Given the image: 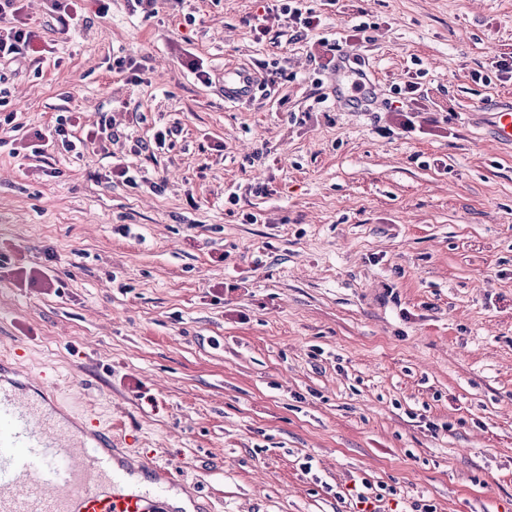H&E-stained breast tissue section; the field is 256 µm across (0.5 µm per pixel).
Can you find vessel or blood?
<instances>
[{
  "label": "vessel or blood",
  "instance_id": "1",
  "mask_svg": "<svg viewBox=\"0 0 512 512\" xmlns=\"http://www.w3.org/2000/svg\"><path fill=\"white\" fill-rule=\"evenodd\" d=\"M224 97L251 98L257 88L245 69L225 72ZM494 139L512 146V106L491 117ZM27 384L0 383V512H169L170 473L139 462L153 476L141 493L118 490L128 471L102 438L60 418L50 400L27 397Z\"/></svg>",
  "mask_w": 512,
  "mask_h": 512
}]
</instances>
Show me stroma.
<instances>
[{
  "label": "stroma",
  "mask_w": 512,
  "mask_h": 512,
  "mask_svg": "<svg viewBox=\"0 0 512 512\" xmlns=\"http://www.w3.org/2000/svg\"><path fill=\"white\" fill-rule=\"evenodd\" d=\"M313 7L371 22L369 109L337 103L317 32L256 40V0H86L71 36L23 0L60 58L0 65L26 132L79 111L116 152L180 133L134 154V189L97 151L0 147V360L166 463L194 512H357L368 487L381 512H512V147L488 121L512 104V0ZM188 50L283 75L231 102ZM185 52L187 53V57L185 61H183V66L186 68L187 72L193 76L194 80H197L201 84L206 86L212 85L213 82L216 81V75L212 68L207 65L202 58L191 52Z\"/></svg>",
  "instance_id": "stroma-1"
}]
</instances>
